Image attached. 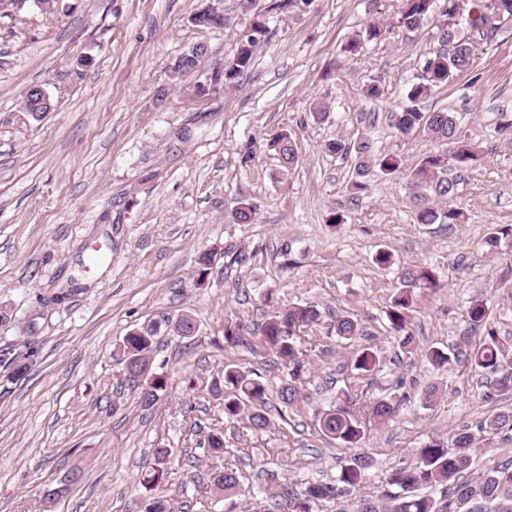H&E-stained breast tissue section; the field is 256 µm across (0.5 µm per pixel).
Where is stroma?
Masks as SVG:
<instances>
[{
    "label": "stroma",
    "mask_w": 512,
    "mask_h": 512,
    "mask_svg": "<svg viewBox=\"0 0 512 512\" xmlns=\"http://www.w3.org/2000/svg\"><path fill=\"white\" fill-rule=\"evenodd\" d=\"M271 3L221 0L223 27L206 29L191 21L200 0H54L48 9L0 0V307L13 314L0 325V350L38 352L19 381L6 382L0 366V512H142L150 492L140 478L163 447L177 451L164 476L172 512H258L255 492L335 479L342 451L317 419L346 386L349 350L330 332L336 312L357 314L387 361L371 393L400 381L410 393L359 447L374 466L358 497L377 495L411 449L512 411V392L492 393L465 365L396 361L386 318L396 264H421L440 287L411 315L418 342H480L482 331L463 317L475 298L512 341V241L485 244L491 228L512 229V143L495 132L512 119V27L481 42L471 70L425 103L462 113L479 159L458 185L463 223L418 224L403 179L374 178L352 194L350 160L325 145L356 140L361 114L371 112L379 147L405 168L431 150L424 134L400 136L390 114L436 48L435 25L393 30L351 57L346 42L394 21L402 0H309L284 11ZM258 19L267 33L247 74L230 86L216 80ZM198 43L208 52L197 72L172 77L174 60ZM369 84L379 98L365 96ZM33 85L55 104L39 120L24 108ZM315 99L327 104L328 121L311 119ZM283 131L299 155L284 184L267 147ZM244 199L257 206L255 223L234 219ZM337 213L344 222L331 225ZM380 249L394 267L374 263ZM203 252L215 262L200 287ZM66 287L72 295L52 303ZM292 303L322 314L302 334L305 399L288 423L257 434L225 419L208 388L228 363L274 387L288 371L259 344L225 346L224 324L251 325ZM186 312L198 335L162 337L152 370L167 375V393L142 410L115 349L132 330ZM431 384L445 394L426 407L419 394ZM216 428L224 464L249 497L209 492L212 461L197 441ZM54 488L60 496L45 500Z\"/></svg>",
    "instance_id": "1"
}]
</instances>
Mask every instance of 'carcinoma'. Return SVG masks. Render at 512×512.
<instances>
[{
	"instance_id": "obj_1",
	"label": "carcinoma",
	"mask_w": 512,
	"mask_h": 512,
	"mask_svg": "<svg viewBox=\"0 0 512 512\" xmlns=\"http://www.w3.org/2000/svg\"><path fill=\"white\" fill-rule=\"evenodd\" d=\"M437 0H403L396 17V25L407 31H418L428 23L435 12ZM193 19L203 28H221L224 15L211 7L197 10ZM460 22L466 24L481 40L493 38L505 25L512 24V0H469ZM252 33L240 41L235 55L224 62V83L231 84L252 65V47L267 33L266 26L256 21ZM389 26L372 23L364 32L353 37L345 51L351 55L361 52L364 43L386 38ZM437 41L440 48L430 52L423 66V74L406 93L399 111L393 113L394 126L403 136L421 132L436 143V149L426 155L409 171H404L403 160L396 153L384 152L377 141L363 133L352 144L338 138L328 143L333 154L354 157L351 189L358 193L367 188L370 178L380 175L392 177L404 174L408 198L419 224H458L463 212L456 207V181L448 178V170H465L479 158V150L463 134L460 113L450 109L424 112L420 103L430 98L440 87L454 83L468 71L473 63L476 44L460 37L458 29L442 22L438 26ZM204 54L186 51L177 57L172 69L188 76L197 71ZM269 147L280 160L275 175L278 183L288 180L298 164V153L291 136L282 132L272 138ZM256 205L243 200L235 212L238 224H252L256 218ZM213 253L204 252L197 259L196 284L201 286L209 276ZM398 285L390 308L386 312L389 333L394 336L401 353L414 356L436 369L452 363H462L475 371H486L496 377L493 387L498 392H512V345L496 335L489 322L486 302L476 299L466 310L470 327L484 328L483 341L475 346L444 350L434 345L421 346L411 328L410 312L425 289L437 287L435 273L418 265L403 266L398 272ZM321 313L313 306H288L272 311L256 327L249 329L241 323L224 324V343L230 347L248 343L245 335L255 337L259 344L273 354L272 363L288 368V379L276 387L275 398L270 388L253 371H245L234 363L224 365V388L213 389L224 393V416L244 418L255 432L266 430L276 417L288 423V411L298 406L307 362L302 350V328L320 320ZM339 341L353 347L349 360L350 381L344 389L345 405L332 407L320 413L322 435L335 441L339 448L358 447L366 438L368 425L392 420L409 393L399 386L394 392L382 396H363L356 393L355 385L369 380L382 371L384 360L378 349L359 343L371 335L364 322L351 312L334 317L331 326ZM198 329L194 317L184 313L176 319L164 317L142 326L123 337L116 356L125 374L141 365L151 364V354L157 339L165 334L192 341ZM29 356H16L10 352L0 354V365L12 368L9 379L25 376L30 365ZM131 390L136 392L141 408L150 410L166 395L167 378L153 372L142 380L128 378ZM512 429V412L497 414L486 419L476 429L463 426L455 430L450 442L432 439L417 448L407 461L401 462L386 476L378 495L371 499H357L354 491L367 479L371 462L364 456L348 454L341 458L340 472L328 483L310 484L303 489L286 483L279 486L264 505V512H278L282 502L292 505L293 512H315V506L324 499H342L351 512H512V459L490 458L480 471H475L474 456L482 435L494 433L504 427ZM173 455L170 448H158L152 475L144 484L157 489L145 506V512H170L166 491L158 488L159 473ZM211 490L218 498H234L248 494L239 475L229 467L213 466ZM441 488V498L421 494L422 488Z\"/></svg>"
}]
</instances>
